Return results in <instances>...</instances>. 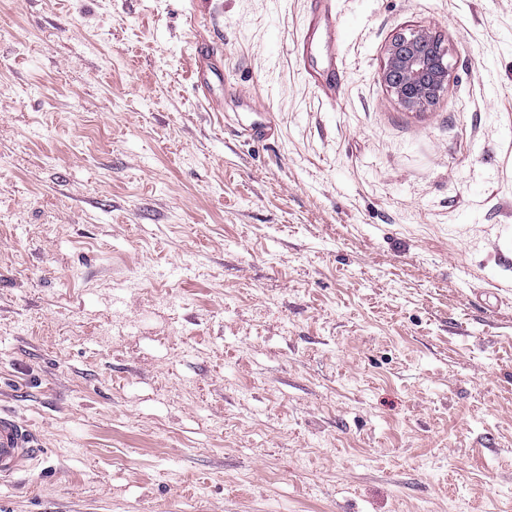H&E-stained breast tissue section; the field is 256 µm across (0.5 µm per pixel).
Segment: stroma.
<instances>
[{"label":"stroma","instance_id":"obj_1","mask_svg":"<svg viewBox=\"0 0 512 512\" xmlns=\"http://www.w3.org/2000/svg\"><path fill=\"white\" fill-rule=\"evenodd\" d=\"M307 10L0 0V512H512V0H333V103ZM327 1L310 0L308 21L297 43L300 58L305 61V58L311 55L315 48L314 39L319 24L322 20L328 22L329 30L326 32V38L330 43L331 62L322 73H319V76L309 69H307V74L309 80L321 91L325 98L335 101L344 85L346 76L343 69L336 64V43L340 41L341 28L336 23V18H332ZM449 47L424 28L395 35L386 47L382 79L407 109L435 104L451 79ZM39 454L30 431L14 416L0 414V479L24 471Z\"/></svg>","mask_w":512,"mask_h":512}]
</instances>
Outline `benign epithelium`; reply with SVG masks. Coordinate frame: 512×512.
Listing matches in <instances>:
<instances>
[{
    "label": "benign epithelium",
    "mask_w": 512,
    "mask_h": 512,
    "mask_svg": "<svg viewBox=\"0 0 512 512\" xmlns=\"http://www.w3.org/2000/svg\"><path fill=\"white\" fill-rule=\"evenodd\" d=\"M449 47L424 28L395 35L386 47L382 79L407 109L435 104L451 79Z\"/></svg>",
    "instance_id": "1"
}]
</instances>
